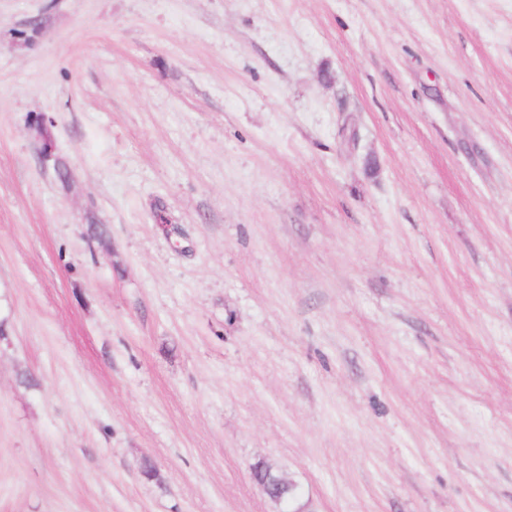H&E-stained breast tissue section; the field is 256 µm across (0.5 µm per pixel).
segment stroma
Instances as JSON below:
<instances>
[{
    "instance_id": "35a3bbf8",
    "label": "stroma",
    "mask_w": 512,
    "mask_h": 512,
    "mask_svg": "<svg viewBox=\"0 0 512 512\" xmlns=\"http://www.w3.org/2000/svg\"><path fill=\"white\" fill-rule=\"evenodd\" d=\"M259 462L512 512V0H0V512Z\"/></svg>"
}]
</instances>
